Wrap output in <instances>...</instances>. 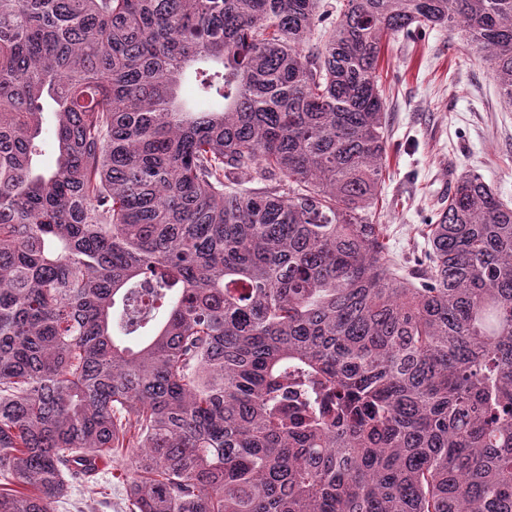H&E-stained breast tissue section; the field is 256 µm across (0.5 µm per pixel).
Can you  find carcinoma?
Here are the masks:
<instances>
[{
  "instance_id": "1",
  "label": "carcinoma",
  "mask_w": 512,
  "mask_h": 512,
  "mask_svg": "<svg viewBox=\"0 0 512 512\" xmlns=\"http://www.w3.org/2000/svg\"><path fill=\"white\" fill-rule=\"evenodd\" d=\"M319 4L0 0V512L116 448L131 512H512V202L459 174L418 274L372 219L385 49L512 108V0Z\"/></svg>"
}]
</instances>
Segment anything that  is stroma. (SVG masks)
Segmentation results:
<instances>
[{
  "label": "stroma",
  "mask_w": 512,
  "mask_h": 512,
  "mask_svg": "<svg viewBox=\"0 0 512 512\" xmlns=\"http://www.w3.org/2000/svg\"><path fill=\"white\" fill-rule=\"evenodd\" d=\"M390 144L374 220L399 261L424 249L423 236L448 189L449 172L473 170L512 200V110L503 107L489 65L461 36L431 29L393 41L382 64ZM130 452L76 475L54 512H129Z\"/></svg>",
  "instance_id": "35a3bbf8"
}]
</instances>
